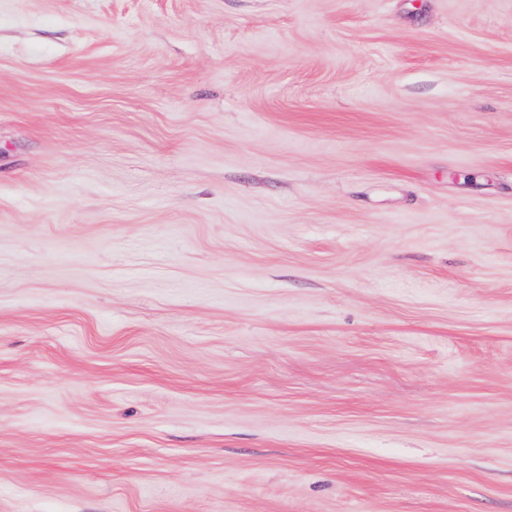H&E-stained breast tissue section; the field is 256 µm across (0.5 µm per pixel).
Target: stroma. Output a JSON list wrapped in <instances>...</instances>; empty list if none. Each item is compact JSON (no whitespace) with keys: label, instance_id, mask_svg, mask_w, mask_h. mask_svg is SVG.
Returning <instances> with one entry per match:
<instances>
[{"label":"stroma","instance_id":"obj_1","mask_svg":"<svg viewBox=\"0 0 512 512\" xmlns=\"http://www.w3.org/2000/svg\"><path fill=\"white\" fill-rule=\"evenodd\" d=\"M0 512H512V0H0Z\"/></svg>","mask_w":512,"mask_h":512}]
</instances>
